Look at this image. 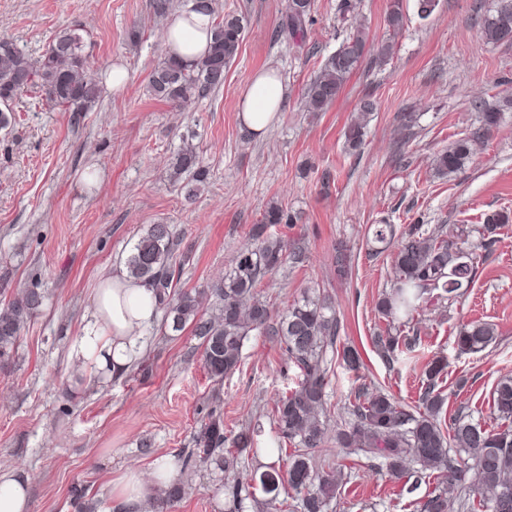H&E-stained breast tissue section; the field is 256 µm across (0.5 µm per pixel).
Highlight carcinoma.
Listing matches in <instances>:
<instances>
[{
  "label": "carcinoma",
  "mask_w": 512,
  "mask_h": 512,
  "mask_svg": "<svg viewBox=\"0 0 512 512\" xmlns=\"http://www.w3.org/2000/svg\"><path fill=\"white\" fill-rule=\"evenodd\" d=\"M404 20L403 0H390L387 25L396 31L403 27ZM311 22V0H288L276 36L302 39ZM482 36L491 43H512V0H498L483 22ZM242 39V19L222 18L214 24L204 57L188 67L168 56L151 74L149 92L181 108L200 91L223 87L225 69L237 55ZM366 45V33L357 27L326 59L306 89L307 111L324 112L336 102L363 61ZM102 80L87 66L83 37L77 28L60 32L37 59L13 42L0 39V118L12 111L11 104L19 95L27 92L67 112H86L98 101ZM474 108L480 114L483 133L500 127L501 106L479 101ZM472 154L471 138H460L435 155L433 170L450 176L465 167ZM184 174L190 176L185 188L191 198L206 181L207 171L189 144L177 152L171 165V177L178 180ZM511 219L503 211L485 214L479 229L480 246L495 242L501 226ZM294 223L295 217L279 207H267L262 223L252 228V244L239 248L224 278L207 291L177 289L171 268L174 232L169 224L149 225L127 255L125 267L130 277L151 288L157 309L172 322L173 330L193 326L194 335L201 340L208 374L222 378L240 365L242 347L250 332L268 327L269 307L254 296L258 283L286 261H301L302 251L267 234L266 226ZM460 238L441 227L429 229L422 224H409L399 233L392 224L375 225L371 242L393 245L396 273L391 291L377 301L378 313L389 323L404 326L422 310L433 291L442 290L450 300L462 296L474 280L477 265L475 252L459 245ZM210 298L215 299L218 313L206 318L201 309ZM40 304L38 293L25 292L9 304V313L0 314V358L8 355ZM274 333L303 372L298 387L281 396L273 408L275 444L277 453L285 455V468L272 465L249 478L240 475L238 460L253 451L254 432L242 429L229 437L217 419L209 420L196 433L190 455L215 464L233 477L225 487L229 512H242L244 501L256 499L258 490L271 506H282L290 498L300 512H328L340 474L334 470L315 471L312 459L326 437V383L320 364L339 333L335 306L326 296L305 294L279 319ZM496 336L494 325L475 321L459 330L455 343L462 352L479 353ZM401 344L397 334L378 337L380 350L388 356L399 351ZM336 355L353 372L364 368L352 347L346 346ZM441 372L438 362L427 366V384L418 411L407 409L382 392L356 402L350 409L352 421L336 433L338 447L365 457L394 479H413L407 487L409 493L418 489L421 479L434 477L437 487L424 499L421 512H475L476 503L485 512H512V377L500 379L492 391L491 406L500 420L495 430L462 417L450 424L442 418L446 397L437 389ZM471 471L477 480L469 483L466 476ZM283 493L286 498L281 500Z\"/></svg>",
  "instance_id": "carcinoma-1"
}]
</instances>
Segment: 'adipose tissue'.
Here are the masks:
<instances>
[{
    "label": "adipose tissue",
    "instance_id": "ef3b65f1",
    "mask_svg": "<svg viewBox=\"0 0 512 512\" xmlns=\"http://www.w3.org/2000/svg\"><path fill=\"white\" fill-rule=\"evenodd\" d=\"M214 17L205 10H180L167 16L164 39L168 54L194 65L208 50ZM285 100L277 72L256 73L239 101L242 128L255 137L273 124ZM156 316L151 288L130 279L125 269L103 277L93 298L90 320L73 345L71 357L87 380L127 372L141 349L142 332ZM172 477L167 459H157L148 471L127 470L112 482V495L141 512L161 483Z\"/></svg>",
    "mask_w": 512,
    "mask_h": 512
}]
</instances>
